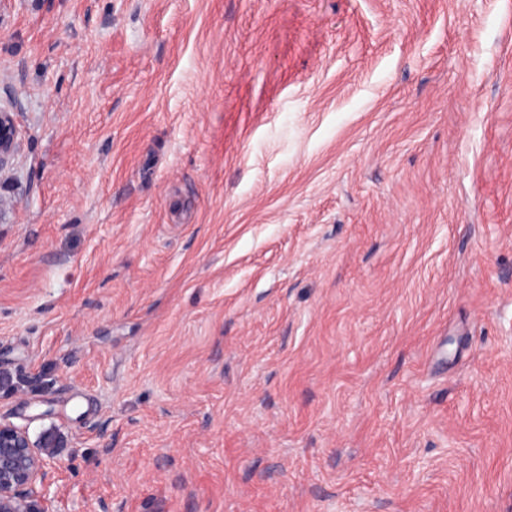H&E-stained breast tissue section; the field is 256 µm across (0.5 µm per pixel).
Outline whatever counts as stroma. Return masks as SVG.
Masks as SVG:
<instances>
[{"label":"stroma","instance_id":"35a3bbf8","mask_svg":"<svg viewBox=\"0 0 512 512\" xmlns=\"http://www.w3.org/2000/svg\"><path fill=\"white\" fill-rule=\"evenodd\" d=\"M0 107L53 512H512V0H0ZM18 129L12 112L0 108V174L7 170L18 149Z\"/></svg>","mask_w":512,"mask_h":512}]
</instances>
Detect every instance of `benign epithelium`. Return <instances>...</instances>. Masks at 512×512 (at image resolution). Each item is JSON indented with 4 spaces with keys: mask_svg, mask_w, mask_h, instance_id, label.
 I'll return each instance as SVG.
<instances>
[{
    "mask_svg": "<svg viewBox=\"0 0 512 512\" xmlns=\"http://www.w3.org/2000/svg\"><path fill=\"white\" fill-rule=\"evenodd\" d=\"M13 113L0 108V174L7 170L18 149ZM24 376L12 362L0 360V394L21 392ZM65 440L55 427L31 439L27 430L0 414V512H49L53 464Z\"/></svg>",
    "mask_w": 512,
    "mask_h": 512,
    "instance_id": "1",
    "label": "benign epithelium"
}]
</instances>
